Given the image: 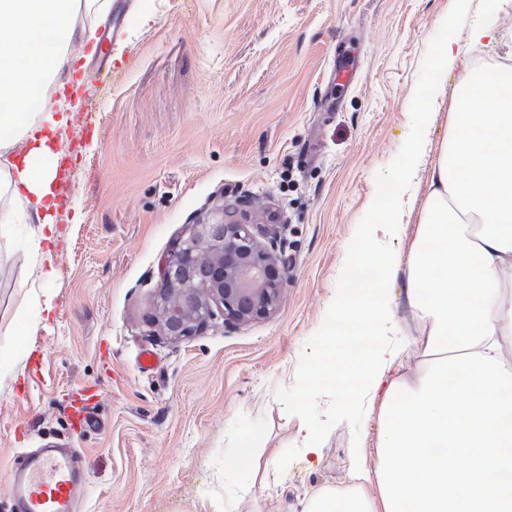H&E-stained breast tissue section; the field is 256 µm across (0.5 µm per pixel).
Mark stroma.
<instances>
[{
    "mask_svg": "<svg viewBox=\"0 0 512 512\" xmlns=\"http://www.w3.org/2000/svg\"><path fill=\"white\" fill-rule=\"evenodd\" d=\"M487 26L512 59V0H127L80 11L64 92L67 138L53 212L54 309L31 255L0 240V512H16L17 452L78 445L77 512H222L224 464L244 436L289 461V503L340 484L354 449L373 452L366 414L336 422L343 397L306 399L310 348L337 313L366 225L395 200L409 221L421 177L401 176L413 141L428 167L464 76L435 55ZM427 105L425 124L411 120ZM274 219L288 264L277 311L240 327L216 318L172 341L147 323L164 259L222 206ZM155 364L145 369L141 353ZM91 400L96 423L74 416ZM323 431L315 471L300 421Z\"/></svg>",
    "mask_w": 512,
    "mask_h": 512,
    "instance_id": "stroma-1",
    "label": "stroma"
}]
</instances>
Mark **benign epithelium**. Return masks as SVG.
<instances>
[{
  "mask_svg": "<svg viewBox=\"0 0 512 512\" xmlns=\"http://www.w3.org/2000/svg\"><path fill=\"white\" fill-rule=\"evenodd\" d=\"M265 234L250 215L227 209L211 222L192 225L164 261L149 323L181 340L206 329L218 312L232 325L273 314L288 272L262 241Z\"/></svg>",
  "mask_w": 512,
  "mask_h": 512,
  "instance_id": "7a95c632",
  "label": "benign epithelium"
}]
</instances>
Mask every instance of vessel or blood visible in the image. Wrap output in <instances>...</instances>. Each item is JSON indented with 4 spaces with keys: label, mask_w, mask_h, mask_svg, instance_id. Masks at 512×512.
<instances>
[{
    "label": "vessel or blood",
    "mask_w": 512,
    "mask_h": 512,
    "mask_svg": "<svg viewBox=\"0 0 512 512\" xmlns=\"http://www.w3.org/2000/svg\"><path fill=\"white\" fill-rule=\"evenodd\" d=\"M76 449L64 452L27 453L17 457L10 474L12 496L19 512H75L84 487L73 459Z\"/></svg>",
    "instance_id": "obj_1"
}]
</instances>
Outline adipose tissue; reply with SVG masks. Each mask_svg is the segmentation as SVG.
<instances>
[{
  "instance_id": "adipose-tissue-1",
  "label": "adipose tissue",
  "mask_w": 512,
  "mask_h": 512,
  "mask_svg": "<svg viewBox=\"0 0 512 512\" xmlns=\"http://www.w3.org/2000/svg\"><path fill=\"white\" fill-rule=\"evenodd\" d=\"M80 3L0 0V239L30 225L20 245L35 257L56 241L52 85L71 65ZM425 185L406 260L380 247L395 209L365 228L347 269L361 293L343 295L315 344L313 382L333 385L342 347L369 338L336 418L376 412L375 462L355 449L341 486L307 490L300 512H512V65L467 69ZM397 286L415 327L393 344ZM286 466L276 452L259 463L249 438L230 464L241 486L280 499Z\"/></svg>"
}]
</instances>
